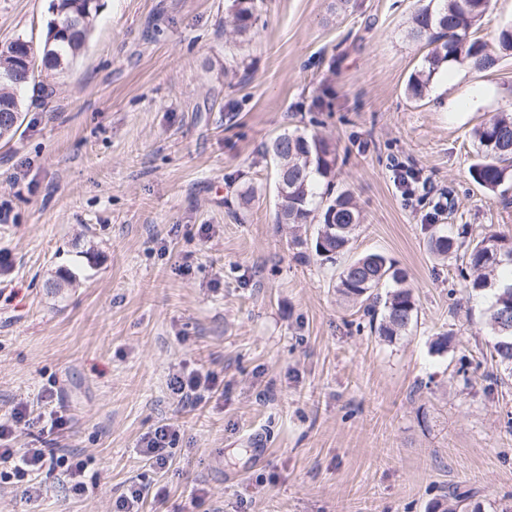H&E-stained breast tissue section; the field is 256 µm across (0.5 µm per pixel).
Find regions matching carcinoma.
I'll return each mask as SVG.
<instances>
[{
	"mask_svg": "<svg viewBox=\"0 0 512 512\" xmlns=\"http://www.w3.org/2000/svg\"><path fill=\"white\" fill-rule=\"evenodd\" d=\"M490 7V0H429L415 11L408 31L410 38L431 47L421 68L409 76L406 94L414 101L425 98L431 82L441 68L458 64L477 72L495 69L501 55L512 53V25L499 29L496 39L500 53L475 36V29ZM53 23L60 22L63 36L35 49L31 41L16 38L0 50V71L21 65L25 58L35 59L40 51L48 70L73 64L87 49L100 6L98 0H53ZM233 32L244 37L255 22L254 0H232ZM30 80L21 83L0 82V101L21 109V93ZM477 160L469 168L472 180L494 192L512 178V114L501 113L474 130ZM264 153L276 164V179L288 171V182L276 187L277 224H317L315 255L335 262L351 243L361 224V212L348 191H334L336 148L323 135L313 132L285 131L264 146ZM430 250L439 256L457 251L454 238L444 229L431 235ZM512 267V237L488 232L471 245L459 276L470 293L479 295L499 281V272ZM336 292L341 299L363 307L370 317V328L391 342L418 323V305L413 289L406 285V273L395 267L384 254L372 252L347 263L339 272ZM490 356L503 375L512 377V285L496 288L492 302L483 313ZM431 512H484L476 492L461 485L450 486L435 499Z\"/></svg>",
	"mask_w": 512,
	"mask_h": 512,
	"instance_id": "cac0c4a2",
	"label": "carcinoma"
}]
</instances>
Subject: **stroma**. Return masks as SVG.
<instances>
[{
    "mask_svg": "<svg viewBox=\"0 0 512 512\" xmlns=\"http://www.w3.org/2000/svg\"><path fill=\"white\" fill-rule=\"evenodd\" d=\"M101 2L87 51L37 72L0 141V418L56 392L68 430L35 422L12 445L82 453L94 490L48 466L34 499L0 481V512H112L138 479L166 492L148 512H428L453 484L493 512L512 495V384L474 353L486 304L459 258L429 250L432 199L403 200L391 167L448 192L437 221L459 248L512 236V205L468 173L474 129L512 112V55L442 70L415 102L428 48L407 31L428 0H256L245 37L230 0ZM49 5L0 0V48L40 43ZM295 129L337 147L336 188L363 216L350 257L408 275L418 324L395 342L274 222L263 150ZM448 330L453 350L433 353ZM182 369L222 392L183 409L167 389ZM167 420L184 429L153 472L137 444Z\"/></svg>",
    "mask_w": 512,
    "mask_h": 512,
    "instance_id": "stroma-1",
    "label": "stroma"
}]
</instances>
